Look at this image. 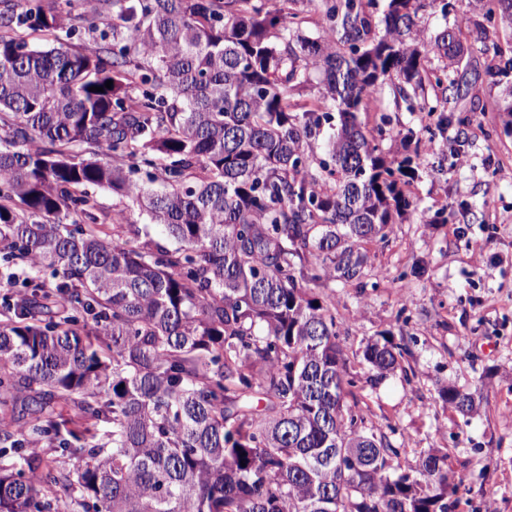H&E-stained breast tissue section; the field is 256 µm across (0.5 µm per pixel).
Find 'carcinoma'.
<instances>
[{"mask_svg":"<svg viewBox=\"0 0 512 512\" xmlns=\"http://www.w3.org/2000/svg\"><path fill=\"white\" fill-rule=\"evenodd\" d=\"M82 2L91 38L43 49L23 32L56 34L72 0H0V279L20 262L59 277L0 309V512H450L469 489L448 451L402 471L348 403L341 322L317 291L365 278L362 245L409 206L412 158L393 166L385 130L359 121L383 81L450 104L482 77L512 116V56L494 43L468 78L460 28L423 35L436 0H386L379 21L377 0H317L319 40L299 0L282 38L276 0ZM473 4L474 39L511 44L512 0ZM429 54L447 64L425 69ZM314 71L320 95L298 112ZM91 186L176 246L98 216ZM405 351L388 331L367 343L371 381ZM314 3H305L301 6L303 13L301 14L302 22V34L311 38L316 39L322 35L323 23L321 13L315 9Z\"/></svg>","mask_w":512,"mask_h":512,"instance_id":"obj_1","label":"carcinoma"}]
</instances>
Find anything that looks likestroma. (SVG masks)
<instances>
[{
    "label": "stroma",
    "instance_id": "35a3bbf8",
    "mask_svg": "<svg viewBox=\"0 0 512 512\" xmlns=\"http://www.w3.org/2000/svg\"><path fill=\"white\" fill-rule=\"evenodd\" d=\"M497 88L474 84L461 102L465 125L448 124V106L408 111L383 85L359 120L384 128L388 158L409 154L405 134L419 137L420 160L406 186L410 208L385 241L369 245L362 284H330L352 359L366 425L401 450V470L421 453L448 451L468 489L452 512H512V119L498 109ZM462 137L458 154L448 142ZM403 341L405 373L368 380L357 354L381 332ZM453 383L481 400L463 416L438 398Z\"/></svg>",
    "mask_w": 512,
    "mask_h": 512
}]
</instances>
